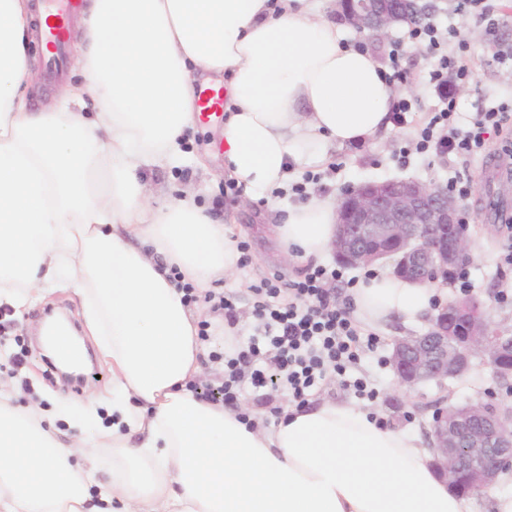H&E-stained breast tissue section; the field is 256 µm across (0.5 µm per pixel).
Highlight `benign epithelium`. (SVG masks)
<instances>
[{"label": "benign epithelium", "mask_w": 512, "mask_h": 512, "mask_svg": "<svg viewBox=\"0 0 512 512\" xmlns=\"http://www.w3.org/2000/svg\"><path fill=\"white\" fill-rule=\"evenodd\" d=\"M338 0L336 14L356 32L380 40L402 24L433 9L428 0ZM459 203L444 185L417 180L369 181L347 188L338 202L335 258L350 266L388 261L392 271L418 284L449 282L473 263ZM497 377L512 376V333L494 329L475 295L448 301L430 319L427 331L397 338L390 364L399 385L467 375L475 358ZM436 474L452 488L479 492L512 469V408L478 399L425 405Z\"/></svg>", "instance_id": "1"}]
</instances>
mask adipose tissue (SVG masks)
Segmentation results:
<instances>
[{"label":"adipose tissue","mask_w":512,"mask_h":512,"mask_svg":"<svg viewBox=\"0 0 512 512\" xmlns=\"http://www.w3.org/2000/svg\"><path fill=\"white\" fill-rule=\"evenodd\" d=\"M329 13L328 0H89L84 84L33 109L43 9L0 0V305L71 289L112 372L111 399L77 414L98 422L106 404L111 424L70 447L0 381V512H472L417 434L353 403H291L266 428L191 389L204 348L178 285L212 288L241 252L194 195L154 203L144 172L183 158L199 72L224 76V165L257 197L392 130L383 65ZM269 207L287 251H330L333 198ZM433 292L379 270L352 289L353 314L413 322Z\"/></svg>","instance_id":"ef3b65f1"}]
</instances>
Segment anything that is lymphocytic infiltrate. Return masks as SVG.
I'll return each mask as SVG.
<instances>
[{
	"mask_svg": "<svg viewBox=\"0 0 512 512\" xmlns=\"http://www.w3.org/2000/svg\"><path fill=\"white\" fill-rule=\"evenodd\" d=\"M408 38L430 51L429 76L442 103L419 128L417 152L465 161L486 153L490 135L512 137L511 104L477 112L467 130L455 126L456 89L472 77L465 47L442 52L445 36L428 21L411 24ZM343 275V269L318 265L308 267L301 280L288 286H281L280 276L274 274L254 287V313L264 334L248 348L225 356L220 386L225 402L237 401L248 386L282 384L293 401L302 404L329 374L344 373L346 363L355 360L360 349L359 327L350 305L332 302L326 289L328 281L342 280Z\"/></svg>",
	"mask_w": 512,
	"mask_h": 512,
	"instance_id": "lymphocytic-infiltrate-1",
	"label": "lymphocytic infiltrate"
}]
</instances>
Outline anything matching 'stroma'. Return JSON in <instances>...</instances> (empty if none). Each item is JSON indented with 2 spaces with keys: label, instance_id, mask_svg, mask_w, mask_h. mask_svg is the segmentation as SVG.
<instances>
[{
  "label": "stroma",
  "instance_id": "1",
  "mask_svg": "<svg viewBox=\"0 0 512 512\" xmlns=\"http://www.w3.org/2000/svg\"><path fill=\"white\" fill-rule=\"evenodd\" d=\"M500 17L495 30H487L485 23L468 17L460 10V0H438L432 23L440 30L448 28L468 29L465 38L468 46V64L473 72L470 83L459 87L457 97L460 114L458 124L468 127L478 108L491 107L512 100V66L497 64L492 60L496 50H512V0H485ZM407 26H399L390 33L392 41L402 43L406 52L405 66L409 70L406 83L396 86L395 95L410 99L413 110L407 122L395 126L393 133L369 141L362 146H348L334 151L328 167L319 171L317 183L309 185V196H339L343 189L373 179L412 178L425 183L444 184L449 179L470 175L473 194L469 204L468 236L474 261L467 276L473 284L472 292L485 302L492 322L500 328H512V301L499 302V291L512 286V271H503L500 256L505 240L501 226L512 219V156L496 152L498 166L505 175L500 178L494 192H487L484 183V156L472 157L467 164L453 162L444 157L410 152L400 158L402 147L411 143L428 113L440 108L438 94L429 82L430 56L425 47L408 42ZM37 74L26 96L31 106L50 104L61 85H81L84 74L76 64L77 48L68 43L66 62L62 76L51 73L41 47H34ZM217 128L195 123L185 133L189 157L178 169L154 168L149 174L153 196L165 201L179 196L181 191L195 192L200 204L215 205L227 215H233L235 232L240 241L246 242V260L237 277L217 283L216 290L229 294L233 302L234 322L230 335L239 345H246L256 332L257 321L252 313L249 293L251 285L270 273H279L284 280L297 279L305 269V262L286 259L284 250L270 224V216L264 199L247 200L245 184L229 190L230 176L224 169L223 158H211L210 151ZM55 314L75 319L78 299L69 292L52 296L48 305H36L23 314L12 315L5 328L0 329V377L14 380L19 389L17 406L24 407L36 402L47 411L55 409L56 396H66L73 405H83L90 395H108L111 372L98 356H91L96 378L79 381L68 380L62 375L46 373L44 352L35 336L44 316L45 308ZM429 326L428 318L406 324L394 320L378 330L380 343L376 350L363 352L359 362L349 372L350 378H363L374 397H362L345 386L343 378L332 377L313 392V399L350 401L379 413L382 422L389 427L425 434L430 418L420 408L434 400L440 393L436 384L426 383L411 390L401 388L388 363L394 339L423 333ZM24 352L22 366H14L12 357ZM453 402L464 403L493 393L503 401L512 402V386L496 378L482 365H474L468 376L448 383Z\"/></svg>",
  "mask_w": 512,
  "mask_h": 512
}]
</instances>
